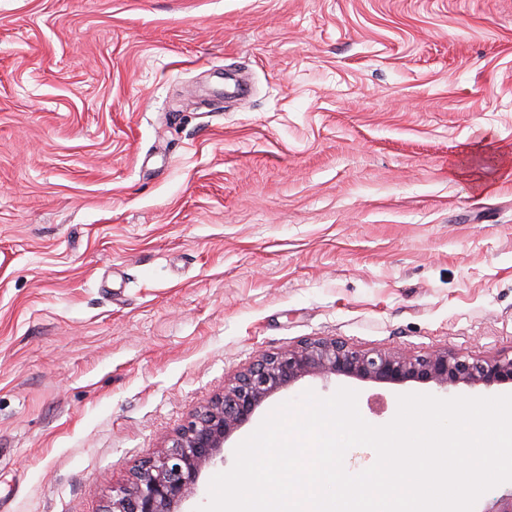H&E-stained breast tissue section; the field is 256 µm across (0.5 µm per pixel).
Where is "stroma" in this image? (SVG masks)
I'll return each mask as SVG.
<instances>
[{"instance_id":"35a3bbf8","label":"stroma","mask_w":512,"mask_h":512,"mask_svg":"<svg viewBox=\"0 0 512 512\" xmlns=\"http://www.w3.org/2000/svg\"><path fill=\"white\" fill-rule=\"evenodd\" d=\"M502 153L512 0H0V512H105L305 339L512 355Z\"/></svg>"}]
</instances>
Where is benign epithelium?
I'll return each instance as SVG.
<instances>
[{
	"instance_id": "obj_1",
	"label": "benign epithelium",
	"mask_w": 512,
	"mask_h": 512,
	"mask_svg": "<svg viewBox=\"0 0 512 512\" xmlns=\"http://www.w3.org/2000/svg\"><path fill=\"white\" fill-rule=\"evenodd\" d=\"M375 383H411L439 390L512 385V355L479 359L446 350L414 356L397 350L357 348L331 338L302 341L262 355L224 384L222 396L193 416L133 479L113 490L106 512H178L195 494L203 470L217 461L226 442L279 392L306 377Z\"/></svg>"
}]
</instances>
